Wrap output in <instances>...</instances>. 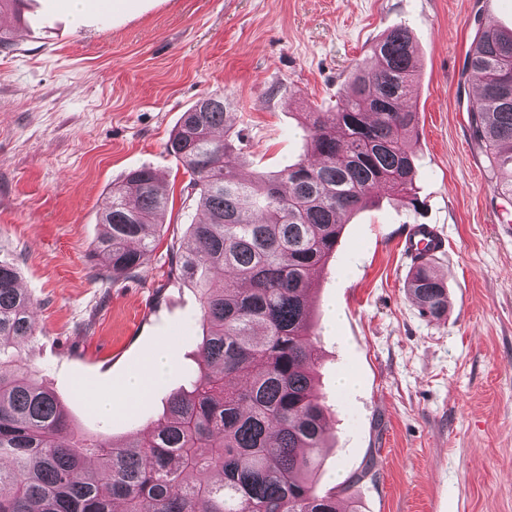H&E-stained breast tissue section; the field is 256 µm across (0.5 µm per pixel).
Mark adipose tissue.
Masks as SVG:
<instances>
[{
    "instance_id": "1",
    "label": "adipose tissue",
    "mask_w": 512,
    "mask_h": 512,
    "mask_svg": "<svg viewBox=\"0 0 512 512\" xmlns=\"http://www.w3.org/2000/svg\"><path fill=\"white\" fill-rule=\"evenodd\" d=\"M171 367L168 357L160 354L148 355L143 366L132 372L123 385L124 397L116 401L111 396L87 390L83 396L97 413L109 417L123 410L137 407L150 390L163 380Z\"/></svg>"
}]
</instances>
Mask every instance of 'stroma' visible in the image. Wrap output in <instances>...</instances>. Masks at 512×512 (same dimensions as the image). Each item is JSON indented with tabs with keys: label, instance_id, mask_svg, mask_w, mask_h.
Wrapping results in <instances>:
<instances>
[{
	"label": "stroma",
	"instance_id": "35a3bbf8",
	"mask_svg": "<svg viewBox=\"0 0 512 512\" xmlns=\"http://www.w3.org/2000/svg\"><path fill=\"white\" fill-rule=\"evenodd\" d=\"M93 3L28 0L21 22L0 17L13 37L0 50V259L34 302L29 367L98 440L144 432L200 366L199 293L172 271L202 217L166 148L183 112L228 97L240 172H280L305 152L299 113L336 111L354 65L402 23L419 59L420 205L381 194L314 276L329 425L316 488L359 472L358 512H512V201L493 195L462 77L478 23L512 29V0H112L107 15ZM140 167L169 192L166 222L138 273L112 280L89 250L113 185ZM412 224L446 238L433 259L448 286L440 319L406 292ZM166 349L172 370L137 409L106 421L80 395H120Z\"/></svg>",
	"mask_w": 512,
	"mask_h": 512
}]
</instances>
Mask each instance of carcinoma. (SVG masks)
I'll list each match as a JSON object with an SVG mask.
<instances>
[{
	"label": "carcinoma",
	"instance_id": "cac0c4a2",
	"mask_svg": "<svg viewBox=\"0 0 512 512\" xmlns=\"http://www.w3.org/2000/svg\"><path fill=\"white\" fill-rule=\"evenodd\" d=\"M416 69L411 30L391 26L353 69L337 111L298 113L306 153L277 174L246 179L231 162L239 133L228 98L208 95L183 113L167 150L189 174L184 191L203 219L189 225L173 271L200 287V371L142 438L99 442L20 352L7 351L35 325L17 265L0 259V512H342L339 495L365 473L323 492L311 480L326 435L311 274L336 251L343 218L380 190L418 207L408 149L418 113L406 105ZM465 73L477 91L471 135L490 151L494 194L509 200L512 31L478 28ZM166 206L147 167L112 188L92 246L110 278L143 267ZM406 290L423 314H447L431 258L414 257Z\"/></svg>",
	"mask_w": 512,
	"mask_h": 512
}]
</instances>
